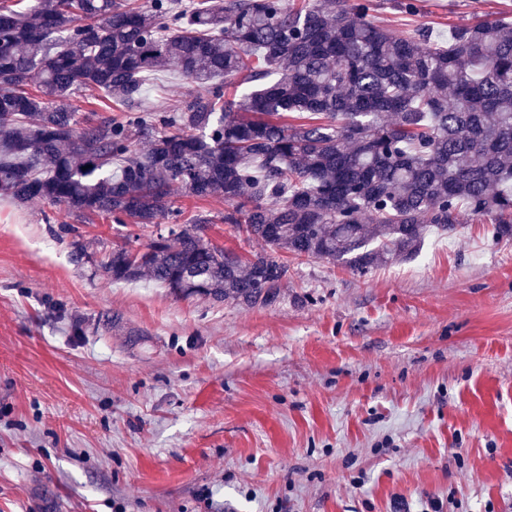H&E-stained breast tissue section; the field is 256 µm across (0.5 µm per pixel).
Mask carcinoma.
<instances>
[{
	"label": "carcinoma",
	"instance_id": "1",
	"mask_svg": "<svg viewBox=\"0 0 512 512\" xmlns=\"http://www.w3.org/2000/svg\"><path fill=\"white\" fill-rule=\"evenodd\" d=\"M376 0H38L0 5V191L116 224H170L142 249L76 261L179 297L275 305L286 253L366 273L413 257L461 211L512 238V22L448 44L375 19ZM193 97L145 111L146 78ZM243 87L228 95L224 87ZM125 115L80 121L82 89ZM224 197L266 250L209 243L172 187Z\"/></svg>",
	"mask_w": 512,
	"mask_h": 512
}]
</instances>
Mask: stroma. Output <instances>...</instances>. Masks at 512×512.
I'll use <instances>...</instances> for the list:
<instances>
[{
    "label": "stroma",
    "instance_id": "stroma-1",
    "mask_svg": "<svg viewBox=\"0 0 512 512\" xmlns=\"http://www.w3.org/2000/svg\"><path fill=\"white\" fill-rule=\"evenodd\" d=\"M512 0H419L380 22L447 42ZM193 88L153 75L162 110ZM212 244L261 251L217 197ZM69 221L73 234L60 230ZM152 227L0 192V512H512V240L462 216L365 273L294 260L247 309L75 262Z\"/></svg>",
    "mask_w": 512,
    "mask_h": 512
}]
</instances>
